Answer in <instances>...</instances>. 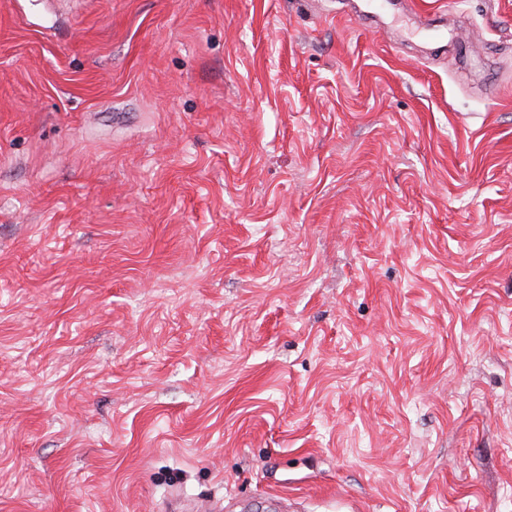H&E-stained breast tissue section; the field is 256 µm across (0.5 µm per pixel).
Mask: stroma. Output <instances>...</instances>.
Listing matches in <instances>:
<instances>
[{"mask_svg": "<svg viewBox=\"0 0 512 512\" xmlns=\"http://www.w3.org/2000/svg\"><path fill=\"white\" fill-rule=\"evenodd\" d=\"M414 2L0 0V512H512V0Z\"/></svg>", "mask_w": 512, "mask_h": 512, "instance_id": "stroma-1", "label": "stroma"}]
</instances>
